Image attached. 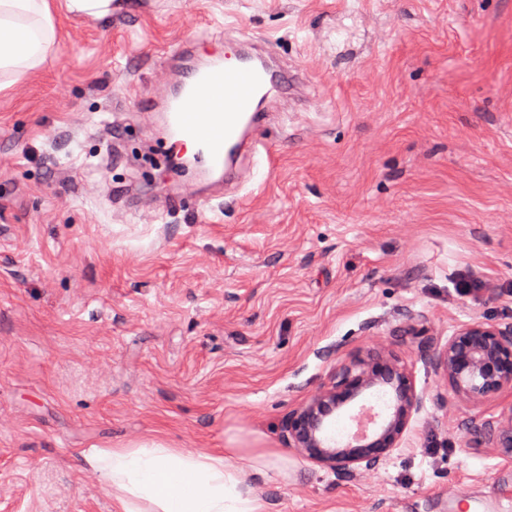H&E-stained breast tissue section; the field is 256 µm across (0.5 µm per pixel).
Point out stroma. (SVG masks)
I'll return each mask as SVG.
<instances>
[{
	"mask_svg": "<svg viewBox=\"0 0 512 512\" xmlns=\"http://www.w3.org/2000/svg\"><path fill=\"white\" fill-rule=\"evenodd\" d=\"M54 51L0 89V512H115L83 456L240 448L268 512H446L512 486L429 358L512 322V0H49ZM276 46L302 83L256 176L204 202L142 107L187 35ZM124 128L122 140L109 136ZM483 287L457 296L461 277ZM389 353L423 405L374 468L285 440L340 364ZM115 1L117 0H66L65 9L72 15L102 19L112 14Z\"/></svg>",
	"mask_w": 512,
	"mask_h": 512,
	"instance_id": "1",
	"label": "stroma"
}]
</instances>
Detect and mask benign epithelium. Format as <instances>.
<instances>
[{
    "mask_svg": "<svg viewBox=\"0 0 512 512\" xmlns=\"http://www.w3.org/2000/svg\"><path fill=\"white\" fill-rule=\"evenodd\" d=\"M436 374L465 401L478 405L512 392V324L476 320L458 329L433 356ZM381 388L391 401L376 428L357 433L338 446L329 433L330 418L365 392ZM406 365L386 354L360 355L336 367L329 381L288 413V447L332 470L370 469L400 447L414 414L422 406ZM481 442L499 448L512 462V405L482 432Z\"/></svg>",
    "mask_w": 512,
    "mask_h": 512,
    "instance_id": "7a95c632",
    "label": "benign epithelium"
}]
</instances>
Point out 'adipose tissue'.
I'll return each instance as SVG.
<instances>
[{
	"mask_svg": "<svg viewBox=\"0 0 512 512\" xmlns=\"http://www.w3.org/2000/svg\"><path fill=\"white\" fill-rule=\"evenodd\" d=\"M55 25L47 0H0V74L21 76L41 66L52 51ZM234 449L216 455L168 448L154 442L136 448H102L86 463L112 490L116 512H267L265 499L243 486L229 465Z\"/></svg>",
	"mask_w": 512,
	"mask_h": 512,
	"instance_id": "1",
	"label": "adipose tissue"
}]
</instances>
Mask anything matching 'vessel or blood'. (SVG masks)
<instances>
[{
	"instance_id": "vessel-or-blood-1",
	"label": "vessel or blood",
	"mask_w": 512,
	"mask_h": 512,
	"mask_svg": "<svg viewBox=\"0 0 512 512\" xmlns=\"http://www.w3.org/2000/svg\"><path fill=\"white\" fill-rule=\"evenodd\" d=\"M201 45V40L185 39L165 57V66L180 75L145 117L160 125L174 152L193 147L201 183L212 186L213 197L219 198L240 162L258 156L256 132L283 105L280 71L262 46L250 41L221 55L203 53ZM448 512H512V495L452 500Z\"/></svg>"
}]
</instances>
